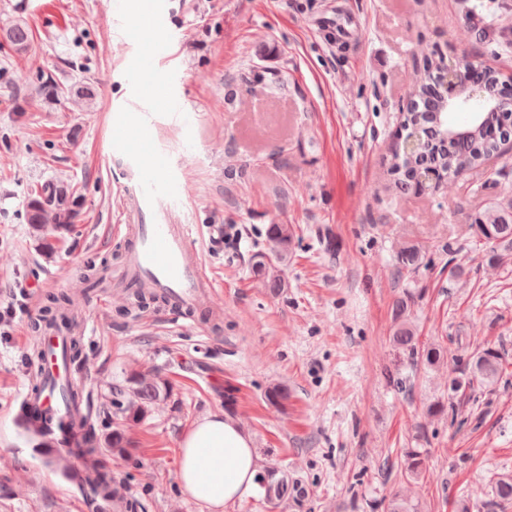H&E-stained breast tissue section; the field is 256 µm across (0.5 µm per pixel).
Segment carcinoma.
<instances>
[{
	"mask_svg": "<svg viewBox=\"0 0 512 512\" xmlns=\"http://www.w3.org/2000/svg\"><path fill=\"white\" fill-rule=\"evenodd\" d=\"M5 41L20 54L30 43L31 30L21 21L10 25L3 32ZM448 65L439 56H426L415 76L414 102L401 117V127L406 135L417 136L418 142L411 158L404 157L401 147H396L388 163L389 189L395 195L406 193L411 187L418 186L417 172L430 171L442 182L470 171L479 170L485 162L499 150L501 145L512 139L511 112H477L472 122L464 127L463 135L457 136L450 129L446 113L437 109L425 111V104L434 91L435 76L445 72ZM37 202L35 209H27V223L33 230L44 235L49 231L66 229L77 216L75 207L79 205V196L67 194V191L51 185L34 189L28 202ZM470 228L473 237L489 246L490 261L506 262L512 258V199L508 203H494L471 216ZM295 237L291 224H271L267 229L269 248L266 254L268 266L255 271L265 285L278 292L286 287L279 265L288 257L290 245ZM423 255L415 246H407L400 253L401 267L413 272L422 263ZM45 317L51 325L60 331L72 332L76 324V311L70 299L51 297L44 309ZM396 325L391 336L395 348L408 352L416 364L433 368L445 360L442 347L419 344V339L408 321V304L399 299L395 304ZM501 365V354L487 347L474 354L468 363V372L464 378L451 379V389L459 392L473 388L474 384L490 387L496 382ZM175 399L174 388L168 379L161 376L159 370H134L126 375L122 383L114 384L110 389L105 405L112 409V426L109 450L112 455L129 457L132 455V441L128 437V428L144 421L153 407L160 401ZM19 425L31 438L45 445L44 437L48 432L46 420L42 415L24 408L18 417ZM64 437L63 443L69 448V454L80 461L82 476L78 487L89 499L105 498L112 501V512H136L139 503L124 496L111 473L104 467L102 438L98 436L91 417L82 419L75 434L70 425H60ZM425 456L419 448L404 449V475L415 479L421 473ZM259 483L265 488L267 501L271 504L292 494L303 497L304 490L298 482L278 476L275 470H268L258 476ZM512 502V476L498 477L493 482L492 498L486 503L487 512H496L504 503Z\"/></svg>",
	"mask_w": 512,
	"mask_h": 512,
	"instance_id": "obj_1",
	"label": "carcinoma"
}]
</instances>
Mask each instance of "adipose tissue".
<instances>
[{
  "label": "adipose tissue",
  "instance_id": "ef3b65f1",
  "mask_svg": "<svg viewBox=\"0 0 512 512\" xmlns=\"http://www.w3.org/2000/svg\"><path fill=\"white\" fill-rule=\"evenodd\" d=\"M179 447L178 480L184 493L202 499L213 512L255 494L257 450L226 414L214 413L195 423Z\"/></svg>",
  "mask_w": 512,
  "mask_h": 512
}]
</instances>
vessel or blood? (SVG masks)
Wrapping results in <instances>:
<instances>
[{"label":"vessel or blood","instance_id":"b4317fda","mask_svg":"<svg viewBox=\"0 0 512 512\" xmlns=\"http://www.w3.org/2000/svg\"><path fill=\"white\" fill-rule=\"evenodd\" d=\"M148 33L154 44L151 52L134 63L139 76L151 72L157 59L170 50L172 37L164 0H152ZM112 153L123 162L117 205L129 239L122 262L113 274L115 285L161 293L181 318L200 310L218 317L215 286L175 203L180 183L167 157L160 153L143 157L123 134L113 139ZM63 349L58 337H50L44 361L48 393L40 396L31 391L24 396L25 401L39 402L56 415L66 411L58 392Z\"/></svg>","mask_w":512,"mask_h":512}]
</instances>
